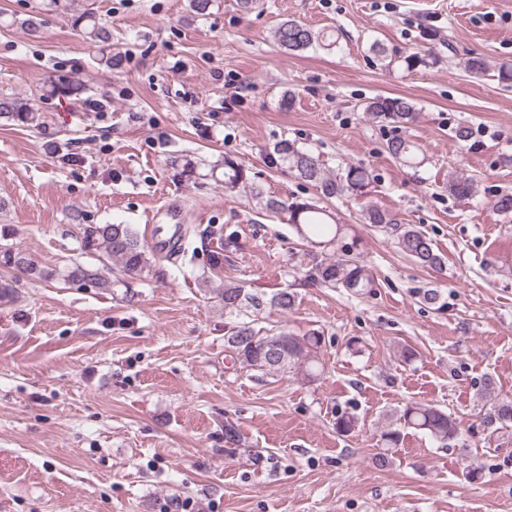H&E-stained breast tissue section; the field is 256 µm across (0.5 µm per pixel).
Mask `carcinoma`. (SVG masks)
Masks as SVG:
<instances>
[{"label": "carcinoma", "mask_w": 512, "mask_h": 512, "mask_svg": "<svg viewBox=\"0 0 512 512\" xmlns=\"http://www.w3.org/2000/svg\"><path fill=\"white\" fill-rule=\"evenodd\" d=\"M48 8L62 14L92 43H106L112 38L92 9L73 11L69 0H48ZM274 39L277 45L290 53L309 48L330 50L338 44L336 31H316L293 19L276 26ZM370 52L388 71L412 72L436 64V58L430 51L390 52L378 41L371 44ZM363 110L394 126L410 124L417 118L414 105L403 97L377 95L364 103ZM0 118L20 127L41 126L40 113L20 97L0 98ZM386 148L405 166L419 168L425 163L424 154L409 136H391L386 141ZM268 159L270 164L285 167L298 179L319 188L327 199L364 197L373 182L371 171L363 166H350L336 174L328 173L320 158L295 140L277 142L268 153ZM217 165L224 167V192L250 194L259 201L260 209L290 225L298 239L314 248V264L306 271V282L320 288L342 289L354 295L375 291V278L360 257L349 249L338 248L350 227L337 222L333 212L309 200L290 201L264 195L256 185V175L230 155L217 161ZM448 191L466 199L474 194L475 185L472 179L459 177L448 182ZM363 219L365 223L390 234L399 250L415 263L433 270L444 266L443 254L418 226L401 224L393 215L373 205L364 210ZM81 244L84 251L96 255L100 262L115 266L119 277L111 281L102 276L99 269L82 264H74L62 272L45 269L22 248L8 243H0V267L19 269L34 281L61 278L67 282L88 283L95 288L118 285L128 288L131 281L146 279L153 271L154 253L132 224H86ZM216 297L224 304V313L235 317V322L228 326L224 336V345L242 367L272 375L291 373L307 383L318 379L322 372L318 358L322 344L320 332L314 330L296 336L284 328L255 327L259 315L268 310L282 315L292 311L298 300L296 292L285 288L267 295L239 283H226L216 289ZM485 418L488 424L500 429L512 427V400H494L486 409ZM407 429L421 432L441 443L455 441L459 437L458 422L450 413L431 404L408 403L396 412V422L380 432V451L376 454L379 466L391 461L394 449L402 444Z\"/></svg>", "instance_id": "carcinoma-1"}]
</instances>
